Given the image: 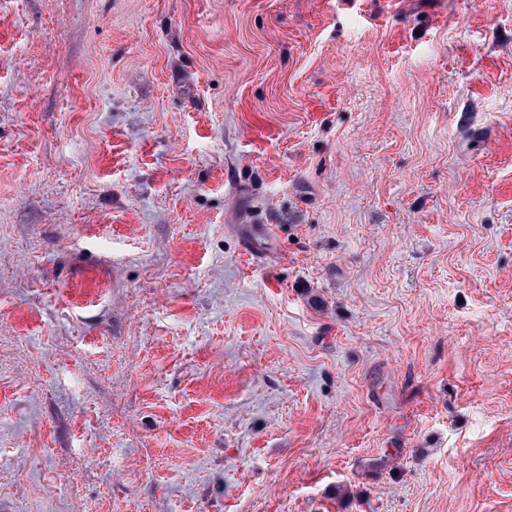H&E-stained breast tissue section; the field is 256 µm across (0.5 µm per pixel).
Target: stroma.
<instances>
[{
    "mask_svg": "<svg viewBox=\"0 0 512 512\" xmlns=\"http://www.w3.org/2000/svg\"><path fill=\"white\" fill-rule=\"evenodd\" d=\"M0 512H512V0H0Z\"/></svg>",
    "mask_w": 512,
    "mask_h": 512,
    "instance_id": "obj_1",
    "label": "stroma"
}]
</instances>
